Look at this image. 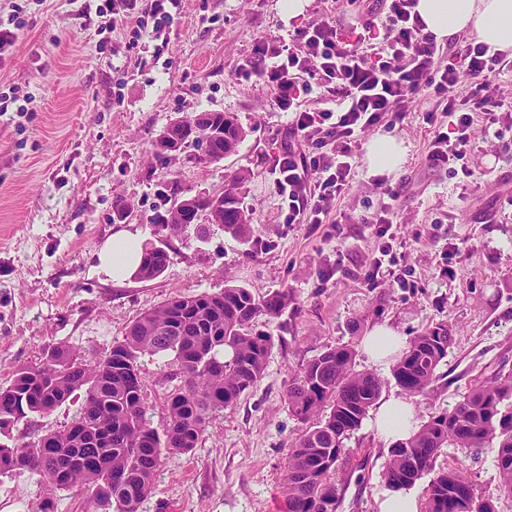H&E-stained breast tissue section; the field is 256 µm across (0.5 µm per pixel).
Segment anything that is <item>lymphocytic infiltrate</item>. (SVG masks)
Returning a JSON list of instances; mask_svg holds the SVG:
<instances>
[{
	"instance_id": "1",
	"label": "lymphocytic infiltrate",
	"mask_w": 512,
	"mask_h": 512,
	"mask_svg": "<svg viewBox=\"0 0 512 512\" xmlns=\"http://www.w3.org/2000/svg\"><path fill=\"white\" fill-rule=\"evenodd\" d=\"M390 35L376 62H368L337 35L335 23L319 20L290 39H260L255 55L262 70L246 64L244 76L260 74L276 90V103L291 111L292 139L274 169L275 192L285 224H326L333 204L354 176L356 150L362 136L379 124L402 127L415 96L436 99L442 115L454 128L437 133L429 144L427 160L449 173L471 177L463 164L471 146L475 120L512 129V112L496 99L494 83L505 69L507 55L484 43H469L463 52L441 59V47L423 31L414 10L415 0H385ZM257 62V63H258ZM471 79L469 91L453 95L460 74ZM318 86L337 94V109H303L302 91ZM394 214L390 205L362 214L358 221L371 225L377 254L358 275L369 288L391 279L398 288H415L411 269L394 250Z\"/></svg>"
}]
</instances>
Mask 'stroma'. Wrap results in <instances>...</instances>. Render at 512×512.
<instances>
[{
	"label": "stroma",
	"mask_w": 512,
	"mask_h": 512,
	"mask_svg": "<svg viewBox=\"0 0 512 512\" xmlns=\"http://www.w3.org/2000/svg\"><path fill=\"white\" fill-rule=\"evenodd\" d=\"M82 2L0 0V19L18 27L0 59V387L18 367L41 364L50 345L105 353L143 313L175 295L221 291L228 279L259 296L288 289L296 302L281 317L258 322L275 341L263 378L213 415L197 448L164 460L139 512H282L289 446L305 428L284 403L289 379L327 348L359 345L374 325L389 324L407 339L447 325L451 344L439 378L413 402L423 422L475 383L512 370V206L499 198L512 187V131L498 137L476 127L465 186L427 161L434 128L425 116L434 101L417 96L403 129H375V136L403 140L405 162L381 181L358 159L332 214L377 209L388 201L383 184H391L392 231L419 282L413 293L357 279L376 249L368 225L336 232L278 222L272 168L288 142L290 115L277 108L270 84L239 70L254 60L258 39L320 19L335 22L341 38L376 61L389 36L380 0H308L293 19L281 0H185L174 20L142 28L132 17L112 25L82 14ZM208 110L236 114L247 129L234 154L217 163L186 153L157 157L153 142L170 119ZM240 172L249 175V240L215 224L202 233L157 234L155 213L180 196L219 193ZM124 228L168 252L160 276L117 285L98 272L100 247ZM448 242L460 251L445 275L439 253ZM333 265L339 273L322 280L321 270ZM140 368L158 428L176 367L171 356L147 355ZM77 409L70 401L30 416L0 430V441L19 445L66 429ZM343 446L338 512H378L387 445L364 423ZM460 461L478 490L493 495L496 512H512L491 449L445 448L435 466ZM45 495L38 475L0 474V512H31Z\"/></svg>",
	"instance_id": "obj_1"
}]
</instances>
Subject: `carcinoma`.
<instances>
[{"label":"carcinoma","instance_id":"obj_1","mask_svg":"<svg viewBox=\"0 0 512 512\" xmlns=\"http://www.w3.org/2000/svg\"><path fill=\"white\" fill-rule=\"evenodd\" d=\"M213 120L225 125V138L213 141L211 151L236 152L247 136L238 118L215 112ZM245 180L246 174H237L219 193L222 228L240 240L252 233L242 200ZM168 263L162 249L147 248L135 278L152 280ZM292 302L286 288L257 296L226 284L220 292L183 296L175 306L165 301L93 361L63 344L48 347L41 365L17 369L0 387V429L78 398L74 424L23 445L1 443L0 473H34L53 489L78 485L104 512H139L163 460L196 448L212 414L236 404L263 378L274 340L255 323L282 316ZM449 342L445 324L412 337L392 366L395 384L410 397L426 395L439 379ZM161 353L173 355L178 383L166 396V420L158 429L148 417L139 360ZM382 388L375 374L355 369L351 344L323 351L291 377L288 411L312 425L288 454L286 512H337L342 494L332 466L340 464L343 440L359 428ZM509 399L512 371L476 384L452 409L433 413L409 439L389 448L382 478L389 486H413L430 476L423 512H495L493 496L478 492L463 463L437 471L435 461L443 448H492L500 490L512 493Z\"/></svg>","mask_w":512,"mask_h":512}]
</instances>
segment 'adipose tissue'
<instances>
[{
  "mask_svg": "<svg viewBox=\"0 0 512 512\" xmlns=\"http://www.w3.org/2000/svg\"><path fill=\"white\" fill-rule=\"evenodd\" d=\"M415 10L425 33L433 35L438 43L465 34L491 49L512 52V0H416ZM405 154L402 141L393 137L375 138L366 146L367 164L375 173L400 169ZM141 254L139 233L119 230L101 247L98 270L112 282H124L135 275ZM361 348L371 363L388 365L403 350L404 342L393 328L377 324L363 337ZM372 425L381 439L393 444L419 429L413 404L402 397L381 400Z\"/></svg>",
  "mask_w": 512,
  "mask_h": 512,
  "instance_id": "ef3b65f1",
  "label": "adipose tissue"
}]
</instances>
